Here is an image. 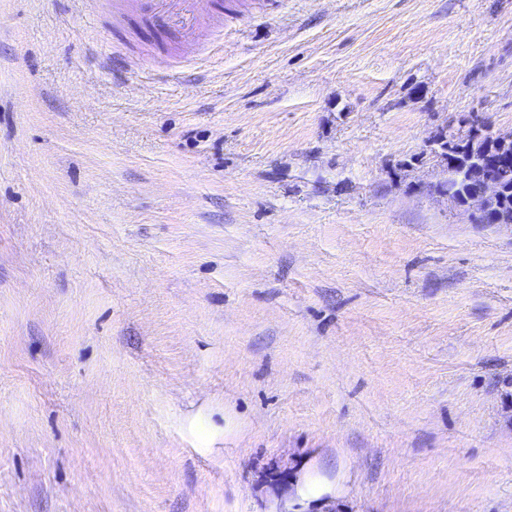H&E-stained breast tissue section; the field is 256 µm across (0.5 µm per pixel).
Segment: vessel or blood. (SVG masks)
I'll list each match as a JSON object with an SVG mask.
<instances>
[{"mask_svg":"<svg viewBox=\"0 0 512 512\" xmlns=\"http://www.w3.org/2000/svg\"><path fill=\"white\" fill-rule=\"evenodd\" d=\"M213 0H112V15L119 18L138 11L139 20L149 27L163 28L174 15H182L179 28L186 43H193L211 25Z\"/></svg>","mask_w":512,"mask_h":512,"instance_id":"b4317fda","label":"vessel or blood"}]
</instances>
